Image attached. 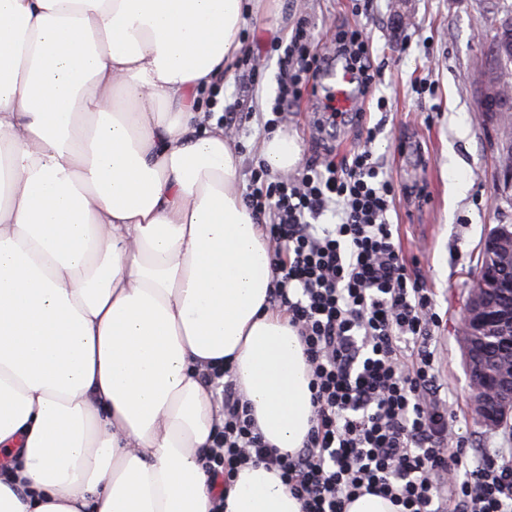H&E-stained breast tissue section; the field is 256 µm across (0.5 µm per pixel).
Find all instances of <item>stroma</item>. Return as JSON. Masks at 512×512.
<instances>
[{"label":"stroma","mask_w":512,"mask_h":512,"mask_svg":"<svg viewBox=\"0 0 512 512\" xmlns=\"http://www.w3.org/2000/svg\"><path fill=\"white\" fill-rule=\"evenodd\" d=\"M270 0L250 16L241 53L224 82L226 100L254 80V112L265 111L276 89L278 58L270 44L287 40L299 16L312 25L313 45L326 50L339 24L361 30L384 79L363 100L362 125L337 129L338 156L371 145L399 197L392 212L407 257L417 259L435 295L443 321L435 336L441 350L439 380L454 399V429L481 448L512 446V429H489L470 406V376L462 362L459 327L477 260L488 230L512 224V207L498 203L492 137L494 118L478 112L469 77L481 63L491 35L489 0ZM385 96L387 114L375 99ZM380 126L375 141L366 130Z\"/></svg>","instance_id":"35a3bbf8"}]
</instances>
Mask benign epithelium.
<instances>
[{"label":"benign epithelium","instance_id":"7a95c632","mask_svg":"<svg viewBox=\"0 0 512 512\" xmlns=\"http://www.w3.org/2000/svg\"><path fill=\"white\" fill-rule=\"evenodd\" d=\"M473 85L477 110L485 114L492 91L478 78ZM506 237L499 225L486 236L484 262L469 291L460 324L465 361L475 380L472 406L478 422L490 428L499 426L512 414V361L502 364L488 354L491 347L512 353V302H508L512 278L494 276L496 271L512 268V258L501 250Z\"/></svg>","mask_w":512,"mask_h":512}]
</instances>
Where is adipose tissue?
Returning a JSON list of instances; mask_svg holds the SVG:
<instances>
[{
    "instance_id": "1",
    "label": "adipose tissue",
    "mask_w": 512,
    "mask_h": 512,
    "mask_svg": "<svg viewBox=\"0 0 512 512\" xmlns=\"http://www.w3.org/2000/svg\"><path fill=\"white\" fill-rule=\"evenodd\" d=\"M260 0H0V512H211L231 363L300 447L304 351L211 115ZM224 512H301L247 465Z\"/></svg>"
}]
</instances>
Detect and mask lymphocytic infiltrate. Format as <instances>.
Returning <instances> with one entry per match:
<instances>
[{
	"label": "lymphocytic infiltrate",
	"mask_w": 512,
	"mask_h": 512,
	"mask_svg": "<svg viewBox=\"0 0 512 512\" xmlns=\"http://www.w3.org/2000/svg\"><path fill=\"white\" fill-rule=\"evenodd\" d=\"M270 50L280 62L262 115L270 133L330 62L344 60L363 95L382 75L360 30L337 27L332 48L317 53L304 17ZM396 194L365 146L339 159L319 145L294 176L252 167L243 201L271 253L269 304L303 342L314 414L301 448L270 447L231 365L213 370L224 423L202 466L224 481L249 464L277 472L301 512H344L365 494L399 512H512V448H472L453 434L434 340L442 316L390 220Z\"/></svg>",
	"instance_id": "1"
}]
</instances>
